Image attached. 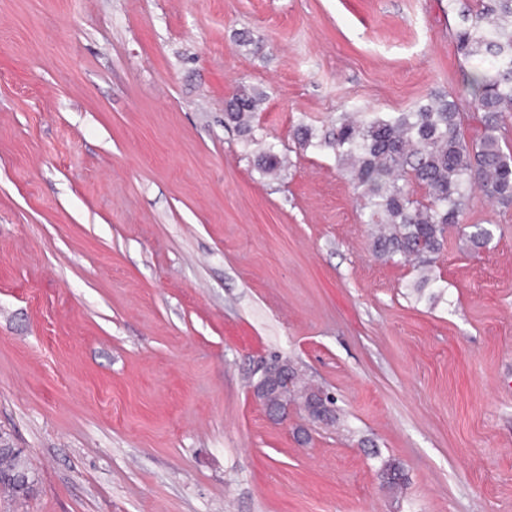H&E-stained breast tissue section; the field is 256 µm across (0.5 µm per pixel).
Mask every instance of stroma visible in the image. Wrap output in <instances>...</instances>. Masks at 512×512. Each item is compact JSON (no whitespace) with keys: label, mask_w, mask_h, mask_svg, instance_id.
<instances>
[{"label":"stroma","mask_w":512,"mask_h":512,"mask_svg":"<svg viewBox=\"0 0 512 512\" xmlns=\"http://www.w3.org/2000/svg\"><path fill=\"white\" fill-rule=\"evenodd\" d=\"M456 24L448 0H0V435L33 472L0 512H512V208L475 196L494 240L452 242L447 301L419 302L293 138L468 98ZM274 355L344 428L268 420ZM260 96L256 93L243 91L229 100L225 108V119L237 127L240 133L250 134V125L253 112H256L260 102Z\"/></svg>","instance_id":"obj_1"}]
</instances>
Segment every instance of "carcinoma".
I'll use <instances>...</instances> for the list:
<instances>
[{"instance_id": "cac0c4a2", "label": "carcinoma", "mask_w": 512, "mask_h": 512, "mask_svg": "<svg viewBox=\"0 0 512 512\" xmlns=\"http://www.w3.org/2000/svg\"><path fill=\"white\" fill-rule=\"evenodd\" d=\"M454 41L464 61L481 65L468 77L473 111L449 93H434L406 112H341L319 130L300 125L294 132L300 149L335 155L365 223L375 228L373 255L414 262L419 296L436 281L432 269L452 235L475 252L494 239L496 225L468 223L475 191L512 207V0L465 5ZM259 102L258 94L243 91L228 101L225 119L249 134ZM258 166L274 174L283 160L270 147ZM16 473L32 475L22 452L0 451V491L24 496L9 480Z\"/></svg>"}]
</instances>
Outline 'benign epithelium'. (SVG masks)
<instances>
[{
	"instance_id": "benign-epithelium-1",
	"label": "benign epithelium",
	"mask_w": 512,
	"mask_h": 512,
	"mask_svg": "<svg viewBox=\"0 0 512 512\" xmlns=\"http://www.w3.org/2000/svg\"><path fill=\"white\" fill-rule=\"evenodd\" d=\"M298 377V368L279 356L272 357L259 368V376L251 386V396L272 422L286 423L295 413L310 417L314 410L327 403L323 385L311 380L305 381L307 402L286 400L285 395L295 388ZM329 408H335V404H329Z\"/></svg>"
}]
</instances>
